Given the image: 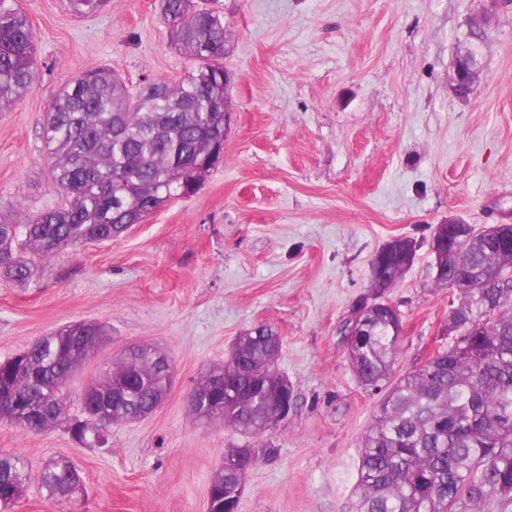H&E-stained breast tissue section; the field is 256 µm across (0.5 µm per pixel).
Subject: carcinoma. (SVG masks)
<instances>
[{
  "label": "carcinoma",
  "instance_id": "cac0c4a2",
  "mask_svg": "<svg viewBox=\"0 0 512 512\" xmlns=\"http://www.w3.org/2000/svg\"><path fill=\"white\" fill-rule=\"evenodd\" d=\"M108 0H67L75 15L98 12ZM170 36L194 63L172 84H143L131 91L108 68L90 69L57 92L43 122L61 202L25 224L0 222V272L16 282L32 276L29 250L50 259L84 241L120 237L200 181L207 144L224 107V19L194 0H161ZM35 37L14 0H0V111L11 107L34 82ZM435 275L457 291L440 346L416 369L392 382L403 315L385 299L412 264L415 246L406 238L387 243L372 263L386 277L371 280L370 296L353 311L356 336L346 356L359 382L385 391L359 446L354 512H512V236L477 231L457 241L438 224ZM101 326L82 322L39 339L13 359L0 362V420L37 434L62 425L78 442L93 446L112 426L153 412L171 377L156 370V349L140 345L86 386L84 410L70 413L66 383L90 355ZM282 349L268 325L237 338L224 366L199 381L200 419H222L262 447L267 418L294 397L288 379L270 370ZM131 379L134 394L112 396V377ZM102 408L107 422L87 412ZM243 448L224 449V469L212 478L211 512L241 479ZM24 461L0 455V506L13 505L27 488ZM82 478L66 458L50 461L41 476L49 500L74 494Z\"/></svg>",
  "mask_w": 512,
  "mask_h": 512
}]
</instances>
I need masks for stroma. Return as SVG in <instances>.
<instances>
[{
	"mask_svg": "<svg viewBox=\"0 0 512 512\" xmlns=\"http://www.w3.org/2000/svg\"><path fill=\"white\" fill-rule=\"evenodd\" d=\"M35 35L38 75L0 112V218L25 223L59 198L41 137L59 88L92 67L130 86L175 82L192 62L170 41L159 0H108L71 14L65 0H16ZM224 20L230 125L224 161L192 195L109 241L37 259L33 281L0 277V360L80 320L105 336L68 383L86 384L129 347L173 362L163 402L86 447L63 427L29 434L0 422V454L30 480L11 512H206L224 450L243 437L197 421L188 392L223 365L238 336L273 326L278 370L297 404L269 434L274 453L246 478L238 512H353L359 441L380 393L357 380L341 330L367 295L371 261L389 241L415 244L388 299L404 318L395 367L424 363L449 338L455 290L435 281L436 225L512 223V7L499 9L467 99L455 59L480 22V0H197ZM64 457L81 489L40 490Z\"/></svg>",
	"mask_w": 512,
	"mask_h": 512,
	"instance_id": "obj_1",
	"label": "stroma"
}]
</instances>
